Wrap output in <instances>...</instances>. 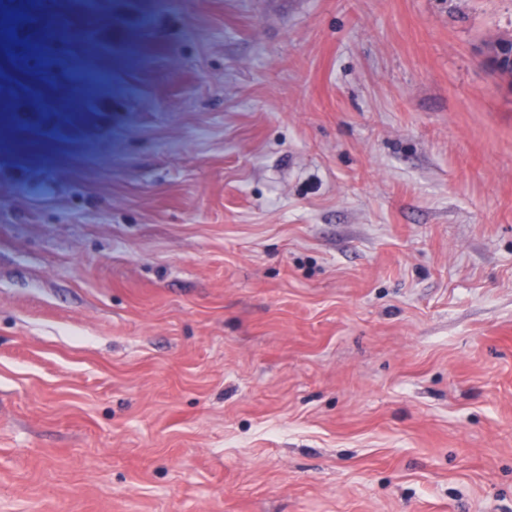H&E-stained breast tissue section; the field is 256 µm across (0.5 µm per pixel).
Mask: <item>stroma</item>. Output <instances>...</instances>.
Wrapping results in <instances>:
<instances>
[{
    "mask_svg": "<svg viewBox=\"0 0 512 512\" xmlns=\"http://www.w3.org/2000/svg\"><path fill=\"white\" fill-rule=\"evenodd\" d=\"M495 38L512 0H0V512H512Z\"/></svg>",
    "mask_w": 512,
    "mask_h": 512,
    "instance_id": "stroma-1",
    "label": "stroma"
}]
</instances>
